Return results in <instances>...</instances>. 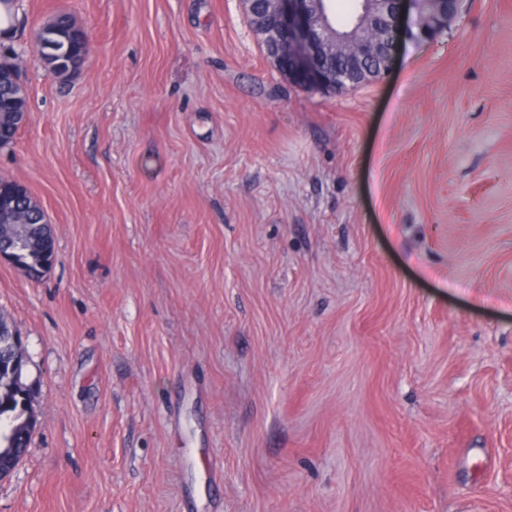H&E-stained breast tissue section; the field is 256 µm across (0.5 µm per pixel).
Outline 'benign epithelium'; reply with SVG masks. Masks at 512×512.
<instances>
[{
    "mask_svg": "<svg viewBox=\"0 0 512 512\" xmlns=\"http://www.w3.org/2000/svg\"><path fill=\"white\" fill-rule=\"evenodd\" d=\"M362 0L357 24L340 32L327 22L322 0H265L266 10L253 25L270 61L288 70V77L314 88L354 89L364 84L365 64L382 76L389 69L399 37L402 11L414 7L423 16L420 34L446 26L460 0ZM343 52L352 59L343 70L323 65L325 56Z\"/></svg>",
    "mask_w": 512,
    "mask_h": 512,
    "instance_id": "obj_1",
    "label": "benign epithelium"
}]
</instances>
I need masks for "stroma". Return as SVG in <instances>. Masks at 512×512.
Segmentation results:
<instances>
[{"label": "stroma", "mask_w": 512, "mask_h": 512, "mask_svg": "<svg viewBox=\"0 0 512 512\" xmlns=\"http://www.w3.org/2000/svg\"><path fill=\"white\" fill-rule=\"evenodd\" d=\"M400 26L327 91L244 0H20L0 176L56 260L0 261L38 417L0 512H512V0ZM75 25V21L70 14L61 12L55 15L50 22L37 31L38 35L36 42H34V50L39 56L44 68L49 73L57 77H63L64 70L69 65V57L62 60L60 58L47 55L40 49L39 42L42 39L54 38L61 34L67 35L70 29ZM21 59L22 55H19V53L14 49L11 54L0 52V124L2 118H4L5 124L10 121V116L7 115V113L1 115L3 111H10L12 108H16L17 110H27V95L19 98L13 86L1 79V74L3 72L18 69L14 71L13 81L19 91L23 94L25 86L22 83V73L19 71L20 68L18 64L21 62Z\"/></svg>", "instance_id": "35a3bbf8"}]
</instances>
